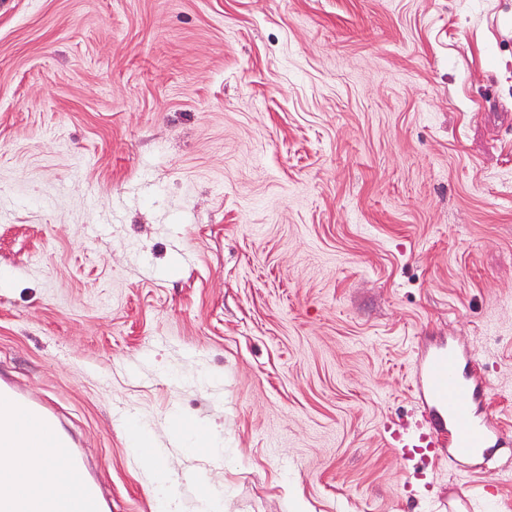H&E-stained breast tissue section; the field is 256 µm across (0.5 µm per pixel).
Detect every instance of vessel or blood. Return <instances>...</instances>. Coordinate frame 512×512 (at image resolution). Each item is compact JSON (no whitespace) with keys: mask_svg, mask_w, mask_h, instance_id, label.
I'll return each mask as SVG.
<instances>
[{"mask_svg":"<svg viewBox=\"0 0 512 512\" xmlns=\"http://www.w3.org/2000/svg\"><path fill=\"white\" fill-rule=\"evenodd\" d=\"M484 392L459 350L434 352L424 362L417 386L422 419L393 436L403 456L428 464L442 448L460 458L476 459L503 447L497 429L475 408ZM28 448L39 449L41 468L64 460L78 476L79 488L46 495L2 491L0 512H109L98 476L88 471L76 441L58 424L51 406L18 390L8 375L0 374V453L19 457Z\"/></svg>","mask_w":512,"mask_h":512,"instance_id":"obj_1","label":"vessel or blood"}]
</instances>
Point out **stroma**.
<instances>
[{"label": "stroma", "instance_id": "1", "mask_svg": "<svg viewBox=\"0 0 512 512\" xmlns=\"http://www.w3.org/2000/svg\"><path fill=\"white\" fill-rule=\"evenodd\" d=\"M448 343L512 438V0H0V373L112 512H512L393 445ZM129 431L137 447H139L142 453L147 456L146 461L148 463V466H150L154 470L158 482L160 484H166L168 481V475L162 467L152 462L151 459H154V448H151V444L147 440L145 434L140 430V428L135 423L130 424Z\"/></svg>", "mask_w": 512, "mask_h": 512}]
</instances>
